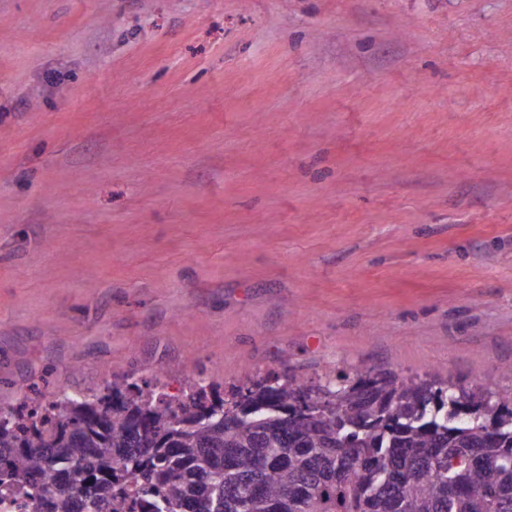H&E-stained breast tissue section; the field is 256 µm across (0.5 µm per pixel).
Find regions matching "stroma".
Instances as JSON below:
<instances>
[{
	"instance_id": "1",
	"label": "stroma",
	"mask_w": 512,
	"mask_h": 512,
	"mask_svg": "<svg viewBox=\"0 0 512 512\" xmlns=\"http://www.w3.org/2000/svg\"><path fill=\"white\" fill-rule=\"evenodd\" d=\"M511 364L512 0H0V407Z\"/></svg>"
}]
</instances>
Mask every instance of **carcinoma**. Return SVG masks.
<instances>
[{"label":"carcinoma","instance_id":"cac0c4a2","mask_svg":"<svg viewBox=\"0 0 512 512\" xmlns=\"http://www.w3.org/2000/svg\"><path fill=\"white\" fill-rule=\"evenodd\" d=\"M5 416L0 512H512V407L438 378L114 380Z\"/></svg>","mask_w":512,"mask_h":512}]
</instances>
